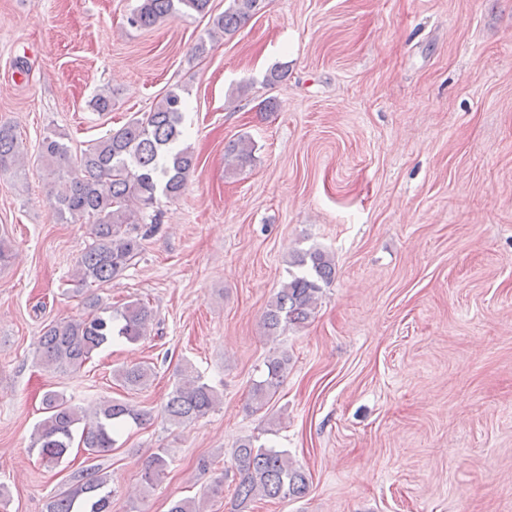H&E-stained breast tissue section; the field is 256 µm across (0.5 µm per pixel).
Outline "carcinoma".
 Segmentation results:
<instances>
[{
    "label": "carcinoma",
    "instance_id": "carcinoma-1",
    "mask_svg": "<svg viewBox=\"0 0 512 512\" xmlns=\"http://www.w3.org/2000/svg\"><path fill=\"white\" fill-rule=\"evenodd\" d=\"M211 0H140L127 18L130 26L150 29L168 16L180 12L207 15ZM262 0H229L224 12L212 17L208 38L234 34L260 8ZM186 98L176 89L167 91L150 110L132 118L121 128L72 154L63 137H46L40 156L50 173L59 177L61 189L54 196L57 213L73 221L90 220L91 242L84 249L74 274L76 291L100 287L121 276L141 252L140 225L154 207L157 194L178 198L187 173L195 165L190 147H177ZM253 147L240 139L225 147L231 162L242 166L252 159ZM21 159L15 128L0 122V171ZM290 273L263 314L267 334L276 337L292 327L304 325L314 314L323 286L335 276V263L325 251L314 248L292 256ZM87 313L44 327L37 354L42 365L53 370H77L93 353L115 340L136 344L153 325L152 309L141 300L112 310L97 295L84 297ZM261 379L250 391L253 411L265 408L288 370V356L272 355L264 362ZM155 374L150 362L126 365L115 378L129 392L145 388ZM219 396L215 388L192 370H184L165 405L169 422H193L215 408ZM42 403L45 416L34 427L32 448L48 467L61 464L77 444L85 448L91 465L72 468L67 487L50 497L46 512H110L108 474L95 459L107 456L116 447L122 428L142 426L151 414L130 402L112 399L88 415L58 393L48 391ZM239 481L235 512H247L254 499L300 498L309 488V477L295 466L287 453L242 440L233 449ZM169 453L159 449L144 464L143 480L151 485L169 466Z\"/></svg>",
    "mask_w": 512,
    "mask_h": 512
}]
</instances>
